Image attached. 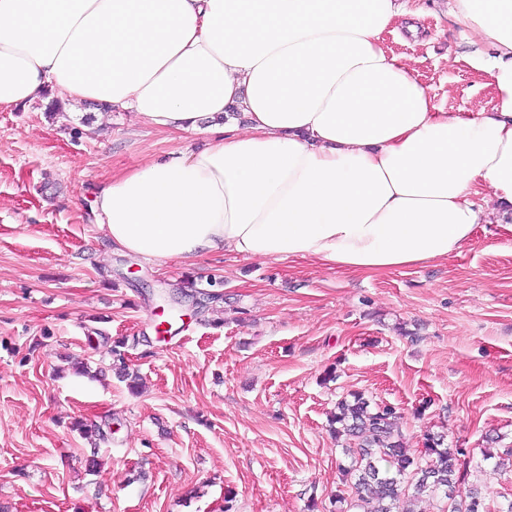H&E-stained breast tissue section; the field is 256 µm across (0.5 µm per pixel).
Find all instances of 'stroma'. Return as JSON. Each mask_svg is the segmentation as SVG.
<instances>
[{"mask_svg":"<svg viewBox=\"0 0 512 512\" xmlns=\"http://www.w3.org/2000/svg\"><path fill=\"white\" fill-rule=\"evenodd\" d=\"M448 0H409L417 36L386 43L465 117L496 94ZM122 110L64 102L0 110V506L8 512H305L354 475L327 416L355 392L389 404L411 443L425 430L468 449V486L512 500V472L482 458L512 448V231L476 226L447 259L354 272L312 260L214 253L157 264L112 250L95 189L150 160L206 144ZM223 297L172 295L186 278ZM137 338L130 394L95 337ZM110 423L91 447L75 421ZM97 453L100 472H85Z\"/></svg>","mask_w":512,"mask_h":512,"instance_id":"stroma-1","label":"stroma"}]
</instances>
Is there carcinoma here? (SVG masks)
Masks as SVG:
<instances>
[{"label":"carcinoma","mask_w":512,"mask_h":512,"mask_svg":"<svg viewBox=\"0 0 512 512\" xmlns=\"http://www.w3.org/2000/svg\"><path fill=\"white\" fill-rule=\"evenodd\" d=\"M209 289L190 286L183 293L190 297L202 295L209 300L220 297V281H210ZM112 354L118 379L134 392L140 375L125 363L127 341H114L102 331L97 332ZM398 413L388 404H371L361 393L352 394L336 404L330 422L336 438L348 443L344 453L351 465L341 467L357 474L351 497L336 492V512H400L406 488L414 494L438 492L447 499L442 512H492L477 493L460 494L459 485L466 481L470 468L462 462L464 451L445 444V435L423 434L421 447L413 448L397 427Z\"/></svg>","instance_id":"cac0c4a2"}]
</instances>
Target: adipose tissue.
<instances>
[{
    "label": "adipose tissue",
    "mask_w": 512,
    "mask_h": 512,
    "mask_svg": "<svg viewBox=\"0 0 512 512\" xmlns=\"http://www.w3.org/2000/svg\"><path fill=\"white\" fill-rule=\"evenodd\" d=\"M493 111L437 107L384 35L404 0H0V109L55 91L215 140L94 198L116 250L382 271L512 224V0H449Z\"/></svg>",
    "instance_id": "adipose-tissue-1"
}]
</instances>
